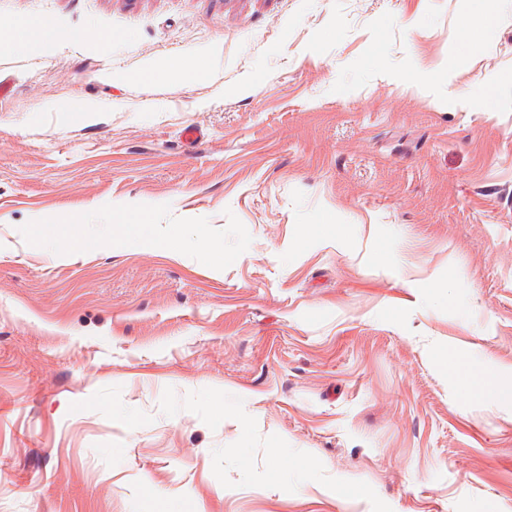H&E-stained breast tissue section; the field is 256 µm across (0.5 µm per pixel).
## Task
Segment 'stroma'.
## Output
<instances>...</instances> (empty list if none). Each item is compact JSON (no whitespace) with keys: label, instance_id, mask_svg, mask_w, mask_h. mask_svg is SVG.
I'll return each instance as SVG.
<instances>
[{"label":"stroma","instance_id":"stroma-1","mask_svg":"<svg viewBox=\"0 0 512 512\" xmlns=\"http://www.w3.org/2000/svg\"><path fill=\"white\" fill-rule=\"evenodd\" d=\"M471 8L0 0L74 34L0 55V512H512V404L455 379L512 374V0ZM172 54L208 77L135 81ZM496 19V13L491 10H480L469 15L462 22L461 34L464 41L476 43L483 30L490 27ZM120 224L126 225V234L130 239L154 241L153 225L149 224L146 214L143 211L123 212L118 215ZM458 385L460 391L466 395L476 393L482 398L495 401L512 393V378L495 374L480 359L473 360L468 367L459 371Z\"/></svg>","mask_w":512,"mask_h":512}]
</instances>
